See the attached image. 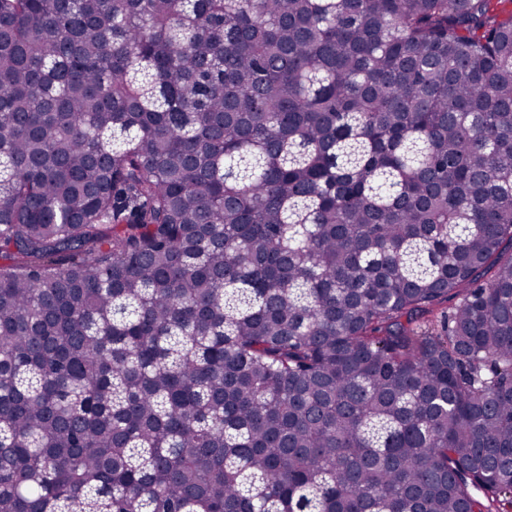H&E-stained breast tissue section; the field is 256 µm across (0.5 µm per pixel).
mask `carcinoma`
Instances as JSON below:
<instances>
[{
  "label": "carcinoma",
  "instance_id": "cac0c4a2",
  "mask_svg": "<svg viewBox=\"0 0 512 512\" xmlns=\"http://www.w3.org/2000/svg\"><path fill=\"white\" fill-rule=\"evenodd\" d=\"M505 0H0V512H512Z\"/></svg>",
  "mask_w": 512,
  "mask_h": 512
}]
</instances>
